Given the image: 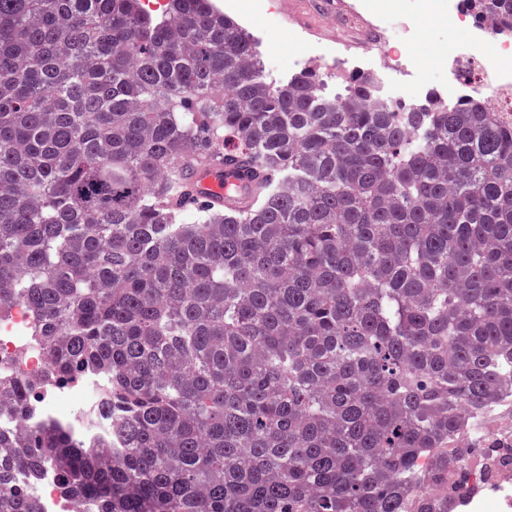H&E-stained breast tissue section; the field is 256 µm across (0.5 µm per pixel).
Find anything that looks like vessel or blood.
<instances>
[{"mask_svg": "<svg viewBox=\"0 0 512 512\" xmlns=\"http://www.w3.org/2000/svg\"><path fill=\"white\" fill-rule=\"evenodd\" d=\"M262 188L260 177L229 161L221 167H207L197 171L189 193L194 197L206 198L213 206L243 210L251 206Z\"/></svg>", "mask_w": 512, "mask_h": 512, "instance_id": "1", "label": "vessel or blood"}]
</instances>
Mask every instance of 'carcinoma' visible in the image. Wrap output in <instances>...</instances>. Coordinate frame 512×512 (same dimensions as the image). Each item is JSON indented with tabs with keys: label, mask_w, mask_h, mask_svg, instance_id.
Segmentation results:
<instances>
[{
	"label": "carcinoma",
	"mask_w": 512,
	"mask_h": 512,
	"mask_svg": "<svg viewBox=\"0 0 512 512\" xmlns=\"http://www.w3.org/2000/svg\"><path fill=\"white\" fill-rule=\"evenodd\" d=\"M463 4L512 36V0ZM257 56L213 0H0V318L112 418L0 434V512L48 469L94 512L461 507L464 412L512 390V116ZM229 138L259 201L181 205ZM85 381L92 386L93 394L90 401L73 415V430L80 437H99L103 435H109L112 426L111 420L108 422L100 421V423H93L89 419L90 413L94 408H96L97 405L96 401L98 396V382L96 379H86Z\"/></svg>",
	"instance_id": "1"
}]
</instances>
